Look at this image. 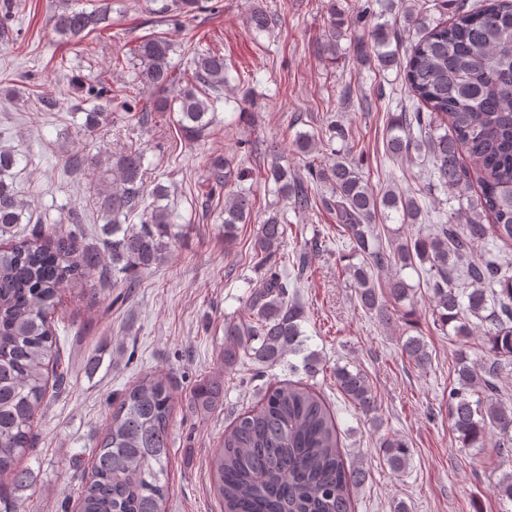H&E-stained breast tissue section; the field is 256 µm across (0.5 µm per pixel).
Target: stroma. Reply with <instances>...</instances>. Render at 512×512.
<instances>
[{"instance_id": "obj_1", "label": "stroma", "mask_w": 512, "mask_h": 512, "mask_svg": "<svg viewBox=\"0 0 512 512\" xmlns=\"http://www.w3.org/2000/svg\"><path fill=\"white\" fill-rule=\"evenodd\" d=\"M55 0H13L15 34L0 46V90H16L14 100L0 98V150L20 153L14 182L29 202L33 218L68 229L72 213L83 219V244L95 245L103 219L96 192L104 175L68 167L72 154L109 157L129 149L144 156V185L168 188L175 242L167 261L143 271L130 299L119 302V283L107 277L94 291H65L52 316L60 355L69 363L68 386L49 392L38 417V440L21 461L31 471L32 486L18 492L20 512H78L83 471L96 438L103 432L112 402L141 376L166 375L174 392L170 424L167 512H224L207 461L240 412L256 405L266 388L288 379V367L255 378L250 361L222 371L224 320L243 316L249 291L260 285L263 271L255 255L257 224L239 227L232 251L224 249V192L212 191L211 157L222 155L233 170H247L245 180L231 179L229 189L252 193L257 212L283 210L288 232L281 252L294 258L314 235L326 239L313 255L311 268L298 275V298L305 310L302 329L306 348L320 359L309 383L324 397L341 433L346 464L366 471L363 487L353 494L354 512H512L495 490L512 464L486 466L460 448L448 424L445 401L457 379V343L437 331L432 306L424 293L414 300L389 303L391 324L378 323L357 302L342 274L349 253L336 220L319 210L293 211L261 174L268 158L245 153L244 144L276 143L295 175L306 176L308 159L328 165L333 155L321 145L312 157L294 147L297 134L321 139L328 121L352 132L349 156L358 162L369 186L413 194L432 170L427 150L395 158L386 150L391 113L411 108L412 101L398 68L383 69L343 53L329 59L320 48L331 16L354 23V32L370 38L373 22L356 15L364 0H221L219 11L202 10L171 22L161 12L166 0H110L112 29L119 39L109 46L87 40L66 44L50 31L47 16ZM335 11H328V3ZM275 14L270 31L253 32L249 14L256 7ZM165 33L174 47L172 61L183 67L186 52L202 44L230 58L234 73L216 104L218 120L198 143L185 141L169 112L153 113L139 123L113 105L114 119L99 134L79 126L94 101L68 83L69 76L88 77L126 51L140 37ZM420 223L386 222L391 236L427 233L437 213L459 209L444 193L421 198ZM424 340L430 366L415 367L401 351L404 337ZM361 370L376 396L370 415L359 413L336 385L339 367ZM223 374L224 402L197 415L188 399L203 377ZM405 438L412 456L403 474L387 466L379 437Z\"/></svg>"}]
</instances>
